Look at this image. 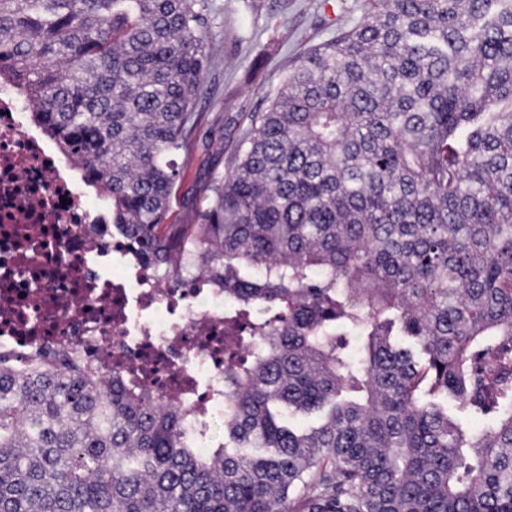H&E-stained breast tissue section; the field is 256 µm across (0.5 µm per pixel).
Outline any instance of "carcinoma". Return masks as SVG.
I'll use <instances>...</instances> for the list:
<instances>
[{
	"instance_id": "carcinoma-1",
	"label": "carcinoma",
	"mask_w": 512,
	"mask_h": 512,
	"mask_svg": "<svg viewBox=\"0 0 512 512\" xmlns=\"http://www.w3.org/2000/svg\"><path fill=\"white\" fill-rule=\"evenodd\" d=\"M205 10L0 0V83L236 332L209 448L119 369L0 355V512H512V0L337 20L177 224Z\"/></svg>"
}]
</instances>
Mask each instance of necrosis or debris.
Instances as JSON below:
<instances>
[{"label": "necrosis or debris", "mask_w": 512, "mask_h": 512, "mask_svg": "<svg viewBox=\"0 0 512 512\" xmlns=\"http://www.w3.org/2000/svg\"><path fill=\"white\" fill-rule=\"evenodd\" d=\"M32 103L0 87V351L78 350L103 370L146 364L155 387L197 409L209 430L224 395V291L195 275L186 288L142 264L99 203L71 181L30 125Z\"/></svg>", "instance_id": "obj_1"}]
</instances>
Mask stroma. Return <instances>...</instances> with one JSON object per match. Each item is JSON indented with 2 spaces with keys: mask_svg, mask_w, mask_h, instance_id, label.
I'll use <instances>...</instances> for the list:
<instances>
[{
  "mask_svg": "<svg viewBox=\"0 0 512 512\" xmlns=\"http://www.w3.org/2000/svg\"><path fill=\"white\" fill-rule=\"evenodd\" d=\"M366 0H208L202 34L213 59L197 109L204 120L172 219L183 222L199 188L224 171L248 114L265 111L293 58L336 33V19H356Z\"/></svg>",
  "mask_w": 512,
  "mask_h": 512,
  "instance_id": "35a3bbf8",
  "label": "stroma"
}]
</instances>
